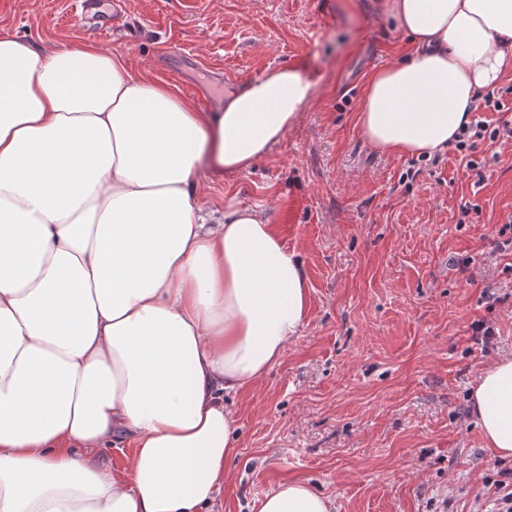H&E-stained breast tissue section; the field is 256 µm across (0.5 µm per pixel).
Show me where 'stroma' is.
<instances>
[{
	"label": "stroma",
	"instance_id": "1",
	"mask_svg": "<svg viewBox=\"0 0 512 512\" xmlns=\"http://www.w3.org/2000/svg\"><path fill=\"white\" fill-rule=\"evenodd\" d=\"M376 0H128L110 35L73 0H0V37L38 48L89 42L137 75L214 95L277 67L316 83L299 121L233 176L203 174L196 202L265 209L299 252L310 302L300 334L256 387L229 397L238 451L213 512H251L278 483L303 481L331 512H471L493 502L498 468L469 393L512 355V141L438 161L388 155L359 133L375 70L412 54ZM493 327L482 347L472 325Z\"/></svg>",
	"mask_w": 512,
	"mask_h": 512
}]
</instances>
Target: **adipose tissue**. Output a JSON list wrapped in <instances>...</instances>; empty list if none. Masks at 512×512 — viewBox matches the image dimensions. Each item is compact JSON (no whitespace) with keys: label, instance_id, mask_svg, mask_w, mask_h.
<instances>
[{"label":"adipose tissue","instance_id":"1","mask_svg":"<svg viewBox=\"0 0 512 512\" xmlns=\"http://www.w3.org/2000/svg\"><path fill=\"white\" fill-rule=\"evenodd\" d=\"M413 55L358 115L377 150L433 157L512 71V0H377ZM315 93L266 71L217 112L93 45L0 38V512H211L237 453L226 399L303 325L308 284L263 211L193 203L201 171L264 158ZM486 448L512 457V357L471 393ZM130 441L122 470L95 459ZM256 512H330L282 482Z\"/></svg>","mask_w":512,"mask_h":512}]
</instances>
